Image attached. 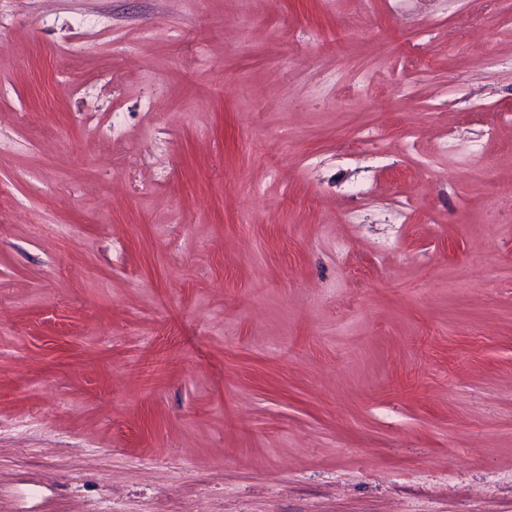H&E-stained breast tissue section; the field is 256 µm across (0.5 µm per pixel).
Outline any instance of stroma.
Returning a JSON list of instances; mask_svg holds the SVG:
<instances>
[{"label": "stroma", "instance_id": "stroma-1", "mask_svg": "<svg viewBox=\"0 0 512 512\" xmlns=\"http://www.w3.org/2000/svg\"><path fill=\"white\" fill-rule=\"evenodd\" d=\"M504 112L512 0H0V512H512Z\"/></svg>", "mask_w": 512, "mask_h": 512}]
</instances>
